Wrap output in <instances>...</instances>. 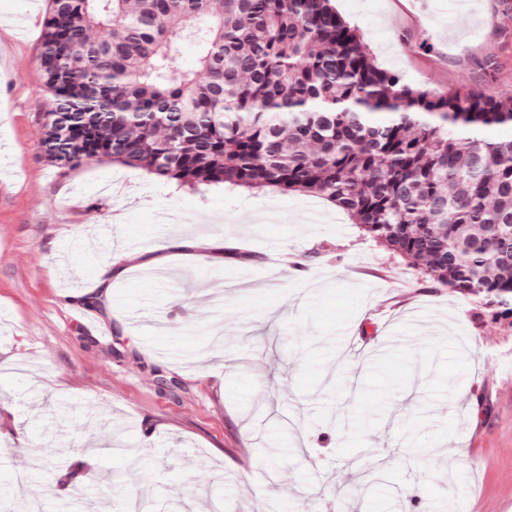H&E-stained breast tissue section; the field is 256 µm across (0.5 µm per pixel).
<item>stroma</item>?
Wrapping results in <instances>:
<instances>
[{"mask_svg": "<svg viewBox=\"0 0 512 512\" xmlns=\"http://www.w3.org/2000/svg\"><path fill=\"white\" fill-rule=\"evenodd\" d=\"M333 5L411 86L512 92V0ZM48 9L0 0V499L512 512V319L316 194L198 192L109 161L59 173L40 148Z\"/></svg>", "mask_w": 512, "mask_h": 512, "instance_id": "35a3bbf8", "label": "stroma"}]
</instances>
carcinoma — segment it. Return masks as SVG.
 I'll return each instance as SVG.
<instances>
[{
    "label": "carcinoma",
    "mask_w": 512,
    "mask_h": 512,
    "mask_svg": "<svg viewBox=\"0 0 512 512\" xmlns=\"http://www.w3.org/2000/svg\"><path fill=\"white\" fill-rule=\"evenodd\" d=\"M50 2L41 150L60 172L108 160L190 186L314 193L512 318V92L406 84L331 0Z\"/></svg>",
    "instance_id": "carcinoma-1"
}]
</instances>
